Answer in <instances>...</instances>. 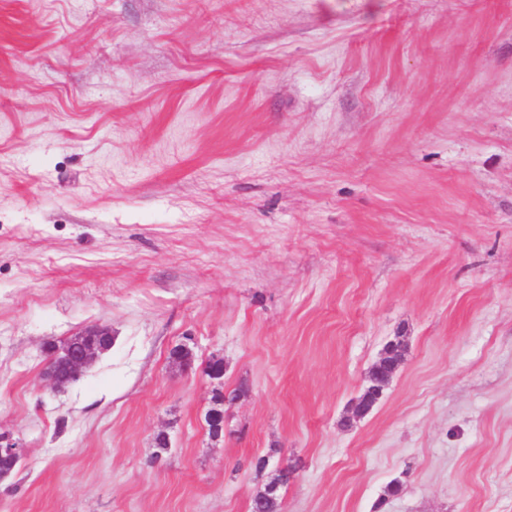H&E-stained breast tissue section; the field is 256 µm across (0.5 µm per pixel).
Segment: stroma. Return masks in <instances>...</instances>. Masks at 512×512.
I'll list each match as a JSON object with an SVG mask.
<instances>
[{"mask_svg":"<svg viewBox=\"0 0 512 512\" xmlns=\"http://www.w3.org/2000/svg\"><path fill=\"white\" fill-rule=\"evenodd\" d=\"M0 434V512H512V0H0ZM75 336L68 339L57 360L49 361L48 377L54 388H62L80 377L101 353L110 349L112 334L105 326H91ZM402 355L397 354L392 346L384 353V356L371 368L370 380L372 386L358 400H356V418H362L367 415L381 397L384 388L388 385L395 374Z\"/></svg>","mask_w":512,"mask_h":512,"instance_id":"1","label":"stroma"}]
</instances>
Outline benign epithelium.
Wrapping results in <instances>:
<instances>
[{
  "label": "benign epithelium",
  "instance_id": "benign-epithelium-1",
  "mask_svg": "<svg viewBox=\"0 0 512 512\" xmlns=\"http://www.w3.org/2000/svg\"><path fill=\"white\" fill-rule=\"evenodd\" d=\"M111 333L105 326H91L77 337L68 339L62 350V355L49 361L48 377L51 385L62 388L72 380L80 377L96 361L98 356L110 349ZM402 355L388 347L384 356L371 368L370 380L372 386L358 400H356L355 417L362 418L367 415L381 397L384 388L395 374ZM26 455V449L16 443L0 444V459L11 463L9 467L0 469V482L11 476L12 465L21 461Z\"/></svg>",
  "mask_w": 512,
  "mask_h": 512
}]
</instances>
